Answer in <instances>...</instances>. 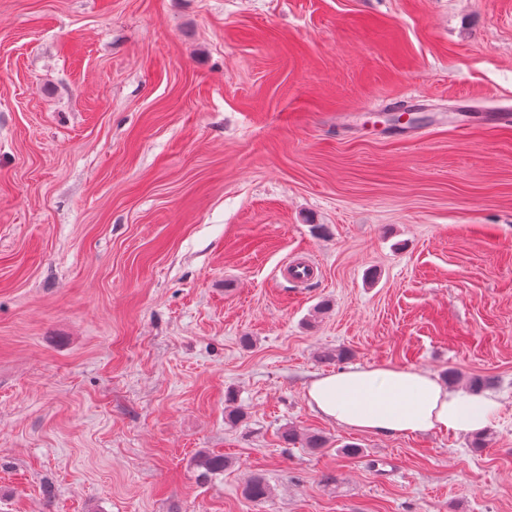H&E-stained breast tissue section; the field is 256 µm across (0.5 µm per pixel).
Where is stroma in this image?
<instances>
[{"label":"stroma","mask_w":512,"mask_h":512,"mask_svg":"<svg viewBox=\"0 0 512 512\" xmlns=\"http://www.w3.org/2000/svg\"><path fill=\"white\" fill-rule=\"evenodd\" d=\"M510 106L512 0H0V512H512ZM352 366L489 445L322 418ZM487 378L472 376L469 390ZM449 389L436 376L392 366L351 368L319 376L306 388L309 405L324 419L373 435L417 436L433 430L485 428L499 403L483 393Z\"/></svg>","instance_id":"35a3bbf8"}]
</instances>
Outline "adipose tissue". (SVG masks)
<instances>
[{"mask_svg": "<svg viewBox=\"0 0 512 512\" xmlns=\"http://www.w3.org/2000/svg\"><path fill=\"white\" fill-rule=\"evenodd\" d=\"M306 396L324 419L379 436L478 431L499 409L486 394L451 389L430 373L392 366L319 376L308 385Z\"/></svg>", "mask_w": 512, "mask_h": 512, "instance_id": "obj_1", "label": "adipose tissue"}]
</instances>
